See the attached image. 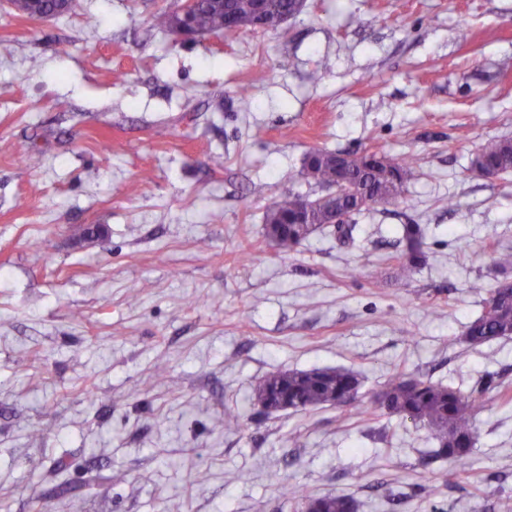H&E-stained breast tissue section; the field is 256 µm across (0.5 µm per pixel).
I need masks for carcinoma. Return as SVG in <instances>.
I'll return each instance as SVG.
<instances>
[{
  "mask_svg": "<svg viewBox=\"0 0 512 512\" xmlns=\"http://www.w3.org/2000/svg\"><path fill=\"white\" fill-rule=\"evenodd\" d=\"M251 5L252 0H197L194 20L204 30L233 39L242 31L253 29ZM303 7V0H267L266 4L274 19L285 13L298 14ZM173 22L174 12L168 10H160L152 18L153 27L165 34L172 33ZM307 157L317 164L313 180L319 187L329 188L345 177L353 194L331 197L326 193L310 199L288 193L278 197L267 209L265 220L268 237L281 247L292 250L326 225L335 226L339 237L351 240L355 225L337 224V216L351 217L370 206L404 198L409 171L405 161L376 152H330L319 148L310 150ZM472 170H487L495 176L512 173V140L486 141L472 160ZM301 206L310 208L312 223H285ZM401 242L403 256L394 267V275L406 279L426 260L420 225H403ZM508 338H512V283L505 280L492 290L482 312L467 325L465 340L482 345ZM359 386L360 379L351 370L313 368L271 372L258 380L255 394L267 413L289 408H339L357 401ZM375 405L427 429L437 443L434 453L456 466L465 464L477 447L475 419L482 404L472 394L465 395L450 385L428 379H406L396 374L379 392ZM240 425L241 417L232 409L224 410V415L213 422L217 430ZM303 508L308 512H357V501L345 494L305 496Z\"/></svg>",
  "mask_w": 512,
  "mask_h": 512,
  "instance_id": "obj_1",
  "label": "carcinoma"
}]
</instances>
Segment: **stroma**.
Listing matches in <instances>:
<instances>
[{"mask_svg":"<svg viewBox=\"0 0 512 512\" xmlns=\"http://www.w3.org/2000/svg\"><path fill=\"white\" fill-rule=\"evenodd\" d=\"M178 3L0 0V512H301L286 485L503 512L512 339L464 333L512 253V175L471 169L512 139V0H305L191 40L151 27ZM314 148L408 161L405 197L288 251L266 210L319 195ZM406 224L426 261L399 280ZM317 367L357 373L358 402L262 411L260 378ZM396 374L482 390L466 473L374 408ZM228 408L241 427L213 430Z\"/></svg>","mask_w":512,"mask_h":512,"instance_id":"stroma-1","label":"stroma"}]
</instances>
